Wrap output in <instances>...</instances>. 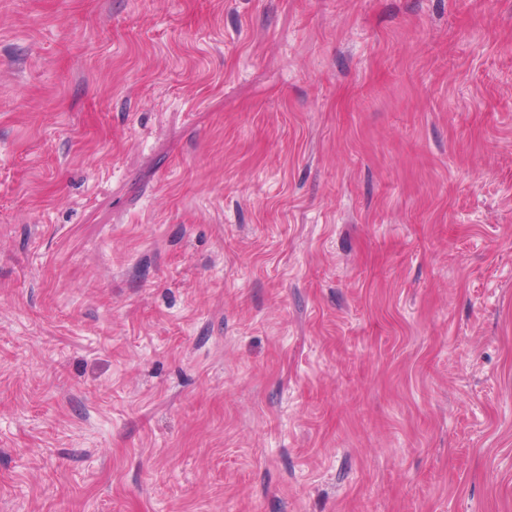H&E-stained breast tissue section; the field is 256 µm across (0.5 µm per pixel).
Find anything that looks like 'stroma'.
Wrapping results in <instances>:
<instances>
[{"instance_id": "1", "label": "stroma", "mask_w": 512, "mask_h": 512, "mask_svg": "<svg viewBox=\"0 0 512 512\" xmlns=\"http://www.w3.org/2000/svg\"><path fill=\"white\" fill-rule=\"evenodd\" d=\"M0 512H512V0H0Z\"/></svg>"}]
</instances>
